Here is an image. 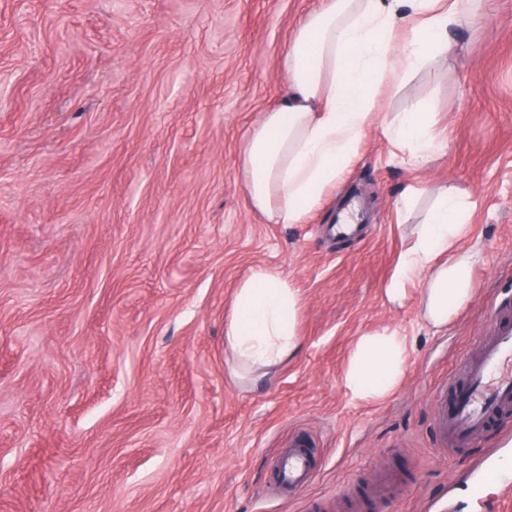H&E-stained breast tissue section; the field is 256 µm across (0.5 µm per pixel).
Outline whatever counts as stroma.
<instances>
[{
  "label": "stroma",
  "instance_id": "stroma-1",
  "mask_svg": "<svg viewBox=\"0 0 512 512\" xmlns=\"http://www.w3.org/2000/svg\"><path fill=\"white\" fill-rule=\"evenodd\" d=\"M319 0H0V512H496L480 461L512 416L443 447L433 395L512 313V0H474L450 54L380 97L357 159L303 224L253 210L249 129L287 91L289 38ZM432 110L429 160L388 137ZM473 203L472 299L442 329L387 286L440 188ZM361 197L358 236L331 234ZM300 296V348L240 379L224 319L256 266ZM408 339L405 376L352 399L363 333ZM319 477L274 478L294 436Z\"/></svg>",
  "mask_w": 512,
  "mask_h": 512
}]
</instances>
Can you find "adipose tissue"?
Returning a JSON list of instances; mask_svg holds the SVG:
<instances>
[{"label": "adipose tissue", "instance_id": "1", "mask_svg": "<svg viewBox=\"0 0 512 512\" xmlns=\"http://www.w3.org/2000/svg\"><path fill=\"white\" fill-rule=\"evenodd\" d=\"M321 0L294 30L284 65L288 93L253 126L239 156L254 210L273 224H301L358 154L386 84L449 52L448 31L467 16L465 0ZM431 115L405 112L391 139L415 158L431 152ZM466 208L442 190L414 247L403 255L387 290L398 299L406 280L425 275V319L447 324L470 299L471 255L462 246ZM299 295L274 269L252 270L236 291L225 339L236 369L276 366L299 346ZM408 348L390 330L358 338L344 372L355 398H383L400 384Z\"/></svg>", "mask_w": 512, "mask_h": 512}]
</instances>
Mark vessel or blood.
Masks as SVG:
<instances>
[{"label": "vessel or blood", "instance_id": "vessel-or-blood-1", "mask_svg": "<svg viewBox=\"0 0 512 512\" xmlns=\"http://www.w3.org/2000/svg\"><path fill=\"white\" fill-rule=\"evenodd\" d=\"M465 386L454 387L453 397L437 391L435 427L443 446H465L479 442L488 421L512 411V320L500 317L477 356L460 359ZM277 467L285 484L300 488L316 475L312 454L302 437L288 441V451Z\"/></svg>", "mask_w": 512, "mask_h": 512}]
</instances>
